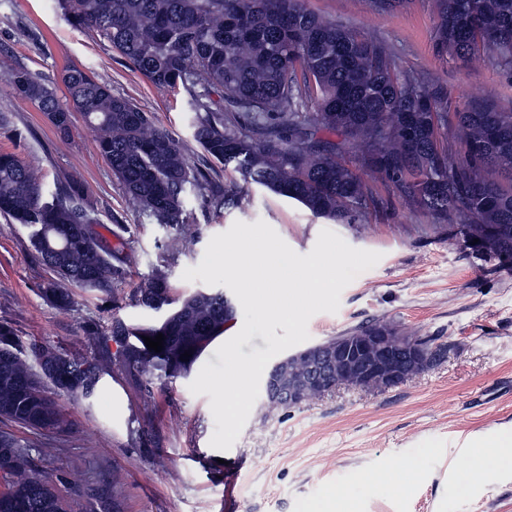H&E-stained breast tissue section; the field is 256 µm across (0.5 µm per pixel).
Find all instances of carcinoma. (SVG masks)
<instances>
[{
	"mask_svg": "<svg viewBox=\"0 0 512 512\" xmlns=\"http://www.w3.org/2000/svg\"><path fill=\"white\" fill-rule=\"evenodd\" d=\"M69 23L94 29L131 66L163 88L183 86L196 112L194 140L206 156L230 164L244 180L296 200L338 224H357L381 207L368 185L341 160L347 144L366 143L363 165L394 183L400 197L438 221L487 240L488 257L512 262V112L484 102L453 104L448 83L400 69L382 43L320 17L303 0H58ZM438 54L470 59L491 51L512 72V0H435ZM6 82L31 102L57 132L70 134L78 113L98 132L97 146L112 173L140 208L159 224L185 223L184 197L207 192L216 208L235 204L238 187L226 185L213 166L193 163L151 113L77 67L54 88L24 67ZM224 93L226 108L212 107L210 91ZM461 143L465 158L452 161ZM0 216L30 228L41 263L58 282L44 289L58 306L71 302L69 288L106 297L124 272L120 250L95 236L63 235L94 224L95 208L77 179L45 192L38 178L11 153L0 152ZM139 305L168 308L158 325L112 321L110 337L121 344L122 366L134 377L152 363L181 376L204 352L197 326L207 336L224 332V295L198 291L183 299L170 293L158 270L137 294ZM167 336L155 352L144 337ZM61 351L26 342L0 324V419L31 429L57 428L61 415L49 388L91 399L107 360L66 359L59 383L31 366L27 389L10 386L20 358L35 350ZM190 357L180 359L184 353ZM57 484L40 475L33 449L0 431V512H62Z\"/></svg>",
	"mask_w": 512,
	"mask_h": 512,
	"instance_id": "obj_1",
	"label": "carcinoma"
}]
</instances>
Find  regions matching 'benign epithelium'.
<instances>
[{"label": "benign epithelium", "instance_id": "1", "mask_svg": "<svg viewBox=\"0 0 512 512\" xmlns=\"http://www.w3.org/2000/svg\"><path fill=\"white\" fill-rule=\"evenodd\" d=\"M444 352L443 347L420 344L397 327H362L280 359L268 373L266 399L275 406L292 408L340 386L393 387Z\"/></svg>", "mask_w": 512, "mask_h": 512}]
</instances>
